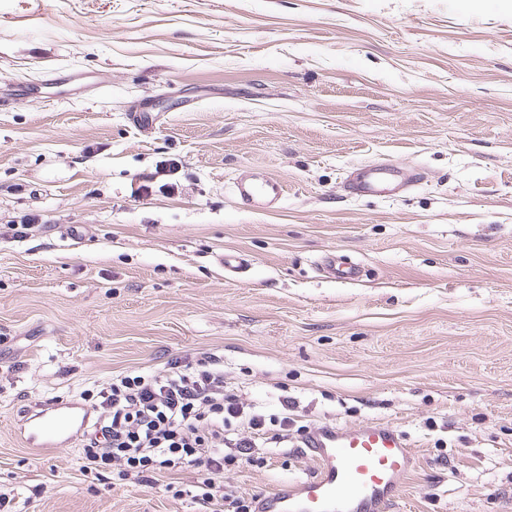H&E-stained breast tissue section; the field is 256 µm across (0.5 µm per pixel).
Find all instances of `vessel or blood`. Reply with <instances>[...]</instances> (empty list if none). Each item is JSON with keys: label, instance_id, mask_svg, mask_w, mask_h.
Wrapping results in <instances>:
<instances>
[{"label": "vessel or blood", "instance_id": "obj_1", "mask_svg": "<svg viewBox=\"0 0 512 512\" xmlns=\"http://www.w3.org/2000/svg\"><path fill=\"white\" fill-rule=\"evenodd\" d=\"M419 170L380 163L361 170L342 185L349 196L396 194L418 185ZM236 197L272 208L285 197V184L262 171L238 177ZM90 412L73 402H51L28 410L22 429L26 447L55 449L70 443L89 421ZM303 445L315 461V475L284 483L258 497L256 512H395L401 480L414 467V453L404 433L384 422L355 428L322 426Z\"/></svg>", "mask_w": 512, "mask_h": 512}]
</instances>
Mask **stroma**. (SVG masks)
Returning <instances> with one entry per match:
<instances>
[{
  "label": "stroma",
  "instance_id": "35a3bbf8",
  "mask_svg": "<svg viewBox=\"0 0 512 512\" xmlns=\"http://www.w3.org/2000/svg\"><path fill=\"white\" fill-rule=\"evenodd\" d=\"M385 159L424 180L338 192ZM254 168L280 206L238 202ZM331 253L360 279L322 273ZM203 353L269 419L265 463L224 472L245 498L314 473L307 432L380 421L416 457L398 512H512V0H0L11 512H209L17 430Z\"/></svg>",
  "mask_w": 512,
  "mask_h": 512
}]
</instances>
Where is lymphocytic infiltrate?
<instances>
[{"label": "lymphocytic infiltrate", "instance_id": "obj_1", "mask_svg": "<svg viewBox=\"0 0 512 512\" xmlns=\"http://www.w3.org/2000/svg\"><path fill=\"white\" fill-rule=\"evenodd\" d=\"M84 395L95 418L83 448L87 471L154 482L190 468L198 479L185 496L254 512L223 477L227 466L253 461L266 421L225 385L219 357H175L155 371L113 375Z\"/></svg>", "mask_w": 512, "mask_h": 512}]
</instances>
